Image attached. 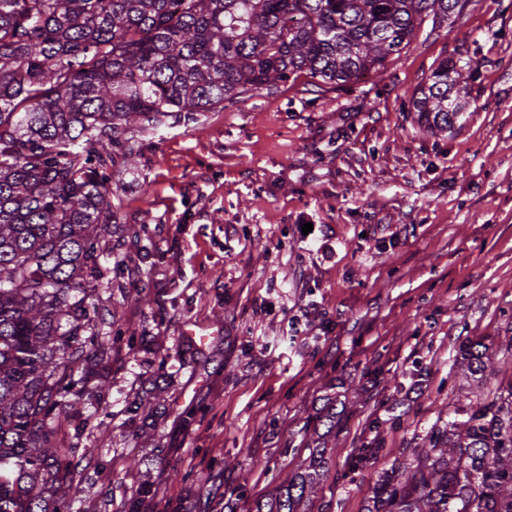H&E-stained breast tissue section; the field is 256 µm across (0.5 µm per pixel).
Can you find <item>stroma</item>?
Segmentation results:
<instances>
[{"mask_svg":"<svg viewBox=\"0 0 512 512\" xmlns=\"http://www.w3.org/2000/svg\"><path fill=\"white\" fill-rule=\"evenodd\" d=\"M462 52L467 120L426 134L409 99ZM120 136L139 151L110 170L128 269L100 288L117 303L104 318L136 340L115 343L87 384L114 428L84 430L106 452L92 491L70 499L121 507L140 484L135 454L151 463L156 512H255L308 456L307 423L329 395L344 414L310 512H365L371 473L411 457L466 385L458 346L512 334V0L424 23L357 83L304 74ZM418 363L428 382L413 387ZM153 382L157 416L128 418ZM371 437L377 456L350 470Z\"/></svg>","mask_w":512,"mask_h":512,"instance_id":"35a3bbf8","label":"stroma"}]
</instances>
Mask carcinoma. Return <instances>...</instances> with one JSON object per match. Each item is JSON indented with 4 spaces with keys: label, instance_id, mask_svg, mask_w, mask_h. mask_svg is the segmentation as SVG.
I'll list each match as a JSON object with an SVG mask.
<instances>
[{
    "label": "carcinoma",
    "instance_id": "cac0c4a2",
    "mask_svg": "<svg viewBox=\"0 0 512 512\" xmlns=\"http://www.w3.org/2000/svg\"><path fill=\"white\" fill-rule=\"evenodd\" d=\"M467 0H0V512H61L59 499L104 454L60 438L85 409L88 366L123 339L104 329L96 283L123 253L107 246L118 224L107 175L115 134L136 123L192 120L246 94L306 73L343 87L410 43L426 18L442 23ZM470 59L443 60L411 97L433 135L469 107ZM512 336L469 340L455 362L476 384L503 369ZM162 389L143 387L126 407L153 414ZM340 413L326 399L304 469L256 512H306ZM100 433L112 415H87ZM375 440L348 465L364 469ZM366 512H512V376L491 400L457 399L412 458L372 474ZM150 479L128 512H148Z\"/></svg>",
    "mask_w": 512,
    "mask_h": 512
}]
</instances>
